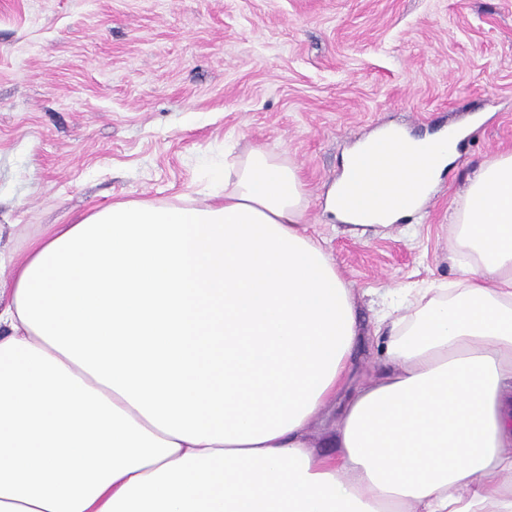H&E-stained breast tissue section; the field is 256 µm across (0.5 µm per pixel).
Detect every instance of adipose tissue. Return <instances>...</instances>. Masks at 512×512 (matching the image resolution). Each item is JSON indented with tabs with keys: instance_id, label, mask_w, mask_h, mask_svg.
I'll return each instance as SVG.
<instances>
[{
	"instance_id": "adipose-tissue-1",
	"label": "adipose tissue",
	"mask_w": 512,
	"mask_h": 512,
	"mask_svg": "<svg viewBox=\"0 0 512 512\" xmlns=\"http://www.w3.org/2000/svg\"><path fill=\"white\" fill-rule=\"evenodd\" d=\"M466 134L381 130L328 210L410 216ZM405 149L421 178L401 194ZM203 193L0 256V512H512V154L451 217L458 282L382 325L387 366L356 388L352 291L299 229V169L255 148ZM339 399L327 453L310 428Z\"/></svg>"
}]
</instances>
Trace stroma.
I'll return each instance as SVG.
<instances>
[{
	"instance_id": "obj_1",
	"label": "stroma",
	"mask_w": 512,
	"mask_h": 512,
	"mask_svg": "<svg viewBox=\"0 0 512 512\" xmlns=\"http://www.w3.org/2000/svg\"><path fill=\"white\" fill-rule=\"evenodd\" d=\"M475 115L414 217L360 234L327 212L358 140ZM253 148L302 172L306 232L354 292L363 385L380 316L457 279L450 216L512 152V0H0V254L115 201L197 198Z\"/></svg>"
}]
</instances>
